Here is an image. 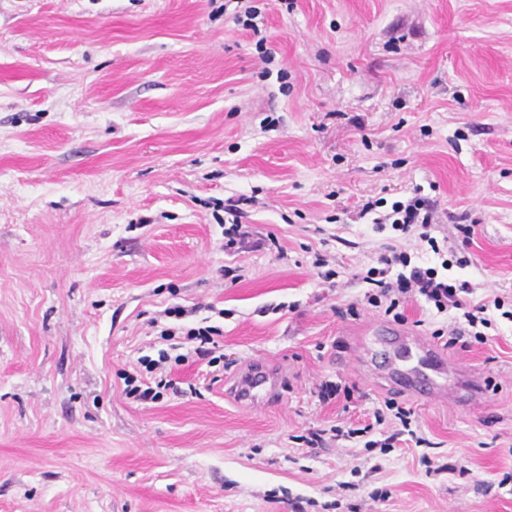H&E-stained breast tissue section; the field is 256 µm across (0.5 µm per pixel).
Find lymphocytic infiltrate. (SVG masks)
<instances>
[{
	"instance_id": "lymphocytic-infiltrate-1",
	"label": "lymphocytic infiltrate",
	"mask_w": 512,
	"mask_h": 512,
	"mask_svg": "<svg viewBox=\"0 0 512 512\" xmlns=\"http://www.w3.org/2000/svg\"><path fill=\"white\" fill-rule=\"evenodd\" d=\"M361 215H373L378 226H391L392 230L402 236H416L425 242L430 251L440 256L441 263L437 266H426L420 263L418 255L404 249H391L388 255L382 256L379 266L368 268L361 273L363 282L373 285V293L368 294L370 306L383 311L393 319H401V307L410 299L421 297L437 315L453 314L454 326L450 331L435 330V338L444 339L446 346H455L462 338L470 337L476 342L487 340V331L495 326L497 319L512 321V310L506 309L501 298L486 299L470 305L465 300L470 288L451 275L455 265L448 259V242L433 236L435 214L427 199L421 194L392 202L384 206L382 200L369 201L363 204ZM179 328H163L161 334L173 338L182 334ZM220 330L215 326L192 328L184 332L196 346L192 355H170L167 351H159L157 358H142L141 364L146 372L156 375L155 384H141L136 378L126 380L128 397L140 401H156L165 389L170 388L168 369L171 365L188 362L190 357H198L217 363L212 343Z\"/></svg>"
}]
</instances>
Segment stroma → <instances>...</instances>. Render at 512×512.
<instances>
[{"mask_svg": "<svg viewBox=\"0 0 512 512\" xmlns=\"http://www.w3.org/2000/svg\"><path fill=\"white\" fill-rule=\"evenodd\" d=\"M224 3L0 0V512H512L511 321L448 349L486 384L464 406L351 357L451 325L368 304L393 232L365 202L422 187L435 236L475 227L454 277L512 300V0H254V32ZM174 305L221 327L225 368L129 398L141 357L190 347L160 335ZM255 363L276 402L230 394ZM389 400L426 445L334 438ZM224 212L232 217L229 227L224 224V248L226 251H234L239 248L240 244L244 243L249 233L243 230V224H239L241 212L236 205L224 207Z\"/></svg>", "mask_w": 512, "mask_h": 512, "instance_id": "obj_1", "label": "stroma"}]
</instances>
